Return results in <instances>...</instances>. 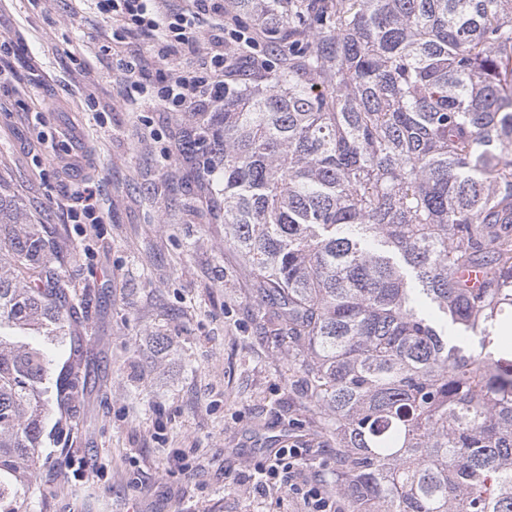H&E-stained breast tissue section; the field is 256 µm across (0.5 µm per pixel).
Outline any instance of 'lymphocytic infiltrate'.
Here are the masks:
<instances>
[{"label": "lymphocytic infiltrate", "instance_id": "f902f5d3", "mask_svg": "<svg viewBox=\"0 0 512 512\" xmlns=\"http://www.w3.org/2000/svg\"><path fill=\"white\" fill-rule=\"evenodd\" d=\"M100 14L122 23L129 34L156 39L157 57L168 68L159 85H152L140 59L117 61L116 69L127 87L140 94H155L171 112H209L224 104V35L215 33L209 46L195 34L197 10L221 11L219 0H193V8L159 16L149 0H94ZM301 452L278 449L258 467V474L286 484L301 496L307 512H338L339 504L324 484L301 479Z\"/></svg>", "mask_w": 512, "mask_h": 512}]
</instances>
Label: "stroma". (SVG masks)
<instances>
[{"label":"stroma","instance_id":"obj_1","mask_svg":"<svg viewBox=\"0 0 512 512\" xmlns=\"http://www.w3.org/2000/svg\"><path fill=\"white\" fill-rule=\"evenodd\" d=\"M0 188L57 246L77 318L65 345L87 386L42 449L31 512H306L255 490L263 453L305 449L336 490V440L268 336L254 282L180 153L188 112L130 95L112 66L145 42L92 0H0ZM91 186L94 224L70 208ZM84 458L91 474L71 468Z\"/></svg>","mask_w":512,"mask_h":512}]
</instances>
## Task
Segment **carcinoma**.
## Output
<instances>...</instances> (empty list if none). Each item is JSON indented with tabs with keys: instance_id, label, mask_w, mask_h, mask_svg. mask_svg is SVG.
<instances>
[{
	"instance_id": "1",
	"label": "carcinoma",
	"mask_w": 512,
	"mask_h": 512,
	"mask_svg": "<svg viewBox=\"0 0 512 512\" xmlns=\"http://www.w3.org/2000/svg\"><path fill=\"white\" fill-rule=\"evenodd\" d=\"M232 2L224 111L184 153L306 351L351 512H512V0ZM53 251L0 195V512L85 385L27 342L67 340Z\"/></svg>"
}]
</instances>
